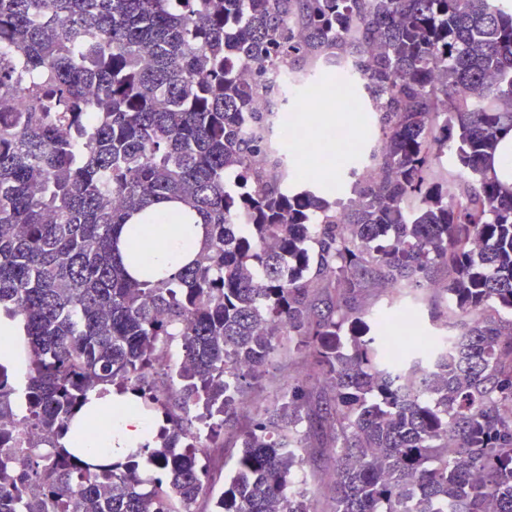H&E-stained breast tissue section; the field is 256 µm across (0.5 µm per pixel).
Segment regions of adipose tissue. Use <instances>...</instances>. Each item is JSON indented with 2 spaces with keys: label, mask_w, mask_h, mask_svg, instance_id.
Instances as JSON below:
<instances>
[{
  "label": "adipose tissue",
  "mask_w": 512,
  "mask_h": 512,
  "mask_svg": "<svg viewBox=\"0 0 512 512\" xmlns=\"http://www.w3.org/2000/svg\"><path fill=\"white\" fill-rule=\"evenodd\" d=\"M181 210V205L175 202L154 205L150 210L151 221L133 216L120 235L122 250L140 249L149 267L163 279L177 277L203 245L202 225L179 223ZM88 401L89 412L79 428L89 456L120 443L158 447L152 423L130 408L129 397L116 395L109 388H96L90 391Z\"/></svg>",
  "instance_id": "1"
}]
</instances>
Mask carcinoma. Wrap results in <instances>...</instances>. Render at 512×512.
<instances>
[{"label":"carcinoma","instance_id":"carcinoma-1","mask_svg":"<svg viewBox=\"0 0 512 512\" xmlns=\"http://www.w3.org/2000/svg\"><path fill=\"white\" fill-rule=\"evenodd\" d=\"M326 66L380 113L345 203L289 186L272 148L270 97ZM510 134L512 8L491 0H0V319L27 368L20 390L0 369V512H196L203 420L237 449L212 512H319L291 487L316 443L324 512H512V189L488 166ZM165 201L205 240L156 281L120 234ZM422 303L453 349L422 326L395 346ZM278 350L327 391L290 382L241 420ZM101 384L163 415L161 447L94 464L61 443ZM313 451L317 454L320 452V461L314 469L305 467L301 471L304 482L307 483V487L315 491L316 493H322L326 487L331 483L334 474L335 461L333 454L327 451L326 448H313ZM301 474H297L295 477L294 486H297L303 482Z\"/></svg>","mask_w":512,"mask_h":512}]
</instances>
